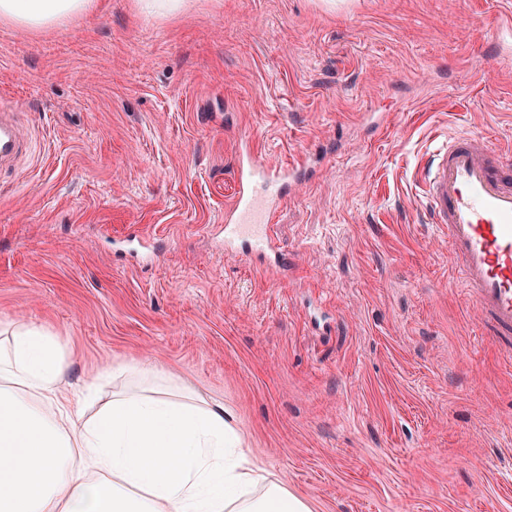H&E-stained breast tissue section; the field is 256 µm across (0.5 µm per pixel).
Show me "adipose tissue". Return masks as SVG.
I'll list each match as a JSON object with an SVG mask.
<instances>
[{
  "mask_svg": "<svg viewBox=\"0 0 512 512\" xmlns=\"http://www.w3.org/2000/svg\"><path fill=\"white\" fill-rule=\"evenodd\" d=\"M96 0H0L30 31ZM54 336L22 324L0 343V512H312L252 453L220 402L174 401L154 366L104 369L131 385L93 414L96 383L66 381Z\"/></svg>",
  "mask_w": 512,
  "mask_h": 512,
  "instance_id": "adipose-tissue-1",
  "label": "adipose tissue"
}]
</instances>
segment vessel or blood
Listing matches in <instances>:
<instances>
[{"label":"vessel or blood","mask_w":512,"mask_h":512,"mask_svg":"<svg viewBox=\"0 0 512 512\" xmlns=\"http://www.w3.org/2000/svg\"><path fill=\"white\" fill-rule=\"evenodd\" d=\"M24 103L0 102V169L27 151L13 122ZM235 204L220 227L225 240L247 248L271 277L286 267L272 231L273 217L291 183L288 169L246 151L236 168ZM426 220L448 238V257L464 290L501 352L512 357V165L501 162L490 141L463 134L440 145L417 174Z\"/></svg>","instance_id":"obj_1"}]
</instances>
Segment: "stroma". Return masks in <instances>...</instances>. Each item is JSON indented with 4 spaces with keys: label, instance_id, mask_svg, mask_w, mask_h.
<instances>
[{
    "label": "stroma",
    "instance_id": "1",
    "mask_svg": "<svg viewBox=\"0 0 512 512\" xmlns=\"http://www.w3.org/2000/svg\"><path fill=\"white\" fill-rule=\"evenodd\" d=\"M512 0H138L0 22L28 143L0 177V328L44 327L67 380L148 362L224 402L313 512H512V359L415 200L444 137L512 150ZM307 163L269 278L216 227L243 144Z\"/></svg>",
    "mask_w": 512,
    "mask_h": 512
}]
</instances>
